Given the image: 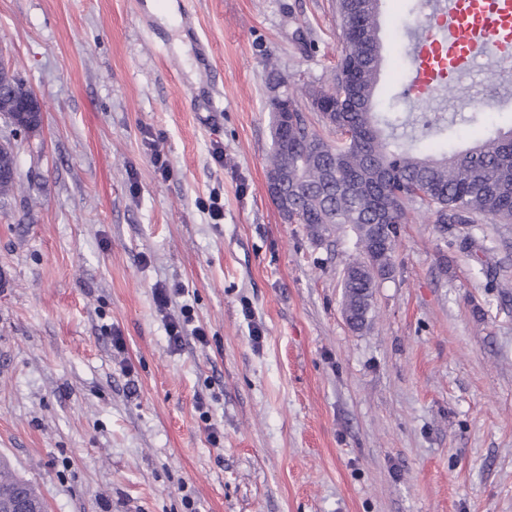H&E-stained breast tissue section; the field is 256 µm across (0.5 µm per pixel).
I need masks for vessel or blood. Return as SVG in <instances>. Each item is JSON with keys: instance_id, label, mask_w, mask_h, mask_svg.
<instances>
[{"instance_id": "1", "label": "vessel or blood", "mask_w": 512, "mask_h": 512, "mask_svg": "<svg viewBox=\"0 0 512 512\" xmlns=\"http://www.w3.org/2000/svg\"><path fill=\"white\" fill-rule=\"evenodd\" d=\"M432 23L412 34L408 94L469 75L478 61H512V0H430Z\"/></svg>"}]
</instances>
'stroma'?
<instances>
[{"instance_id": "obj_1", "label": "stroma", "mask_w": 512, "mask_h": 512, "mask_svg": "<svg viewBox=\"0 0 512 512\" xmlns=\"http://www.w3.org/2000/svg\"><path fill=\"white\" fill-rule=\"evenodd\" d=\"M425 2L382 0L381 111L456 114L457 145L511 129L512 64L405 95ZM148 3L0 0L43 111L0 121L22 183L0 197V458L48 512H512V224L410 211L352 329L354 234L313 241L267 190L268 72L321 129L305 90L336 77V0H177L175 31ZM158 284L206 342L170 348Z\"/></svg>"}]
</instances>
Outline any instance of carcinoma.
Returning a JSON list of instances; mask_svg holds the SVG:
<instances>
[{
    "instance_id": "1",
    "label": "carcinoma",
    "mask_w": 512,
    "mask_h": 512,
    "mask_svg": "<svg viewBox=\"0 0 512 512\" xmlns=\"http://www.w3.org/2000/svg\"><path fill=\"white\" fill-rule=\"evenodd\" d=\"M380 0H336L341 29L337 82L312 87L328 140L311 128L288 89V111L270 103L268 166H288V223L315 239L349 227L362 258L344 270L343 306L352 326H366L373 288L394 271L400 225L409 205H426L435 224H512V128L459 149L448 145V118L419 123L413 112L376 111L385 62ZM43 497L0 462V499Z\"/></svg>"
}]
</instances>
